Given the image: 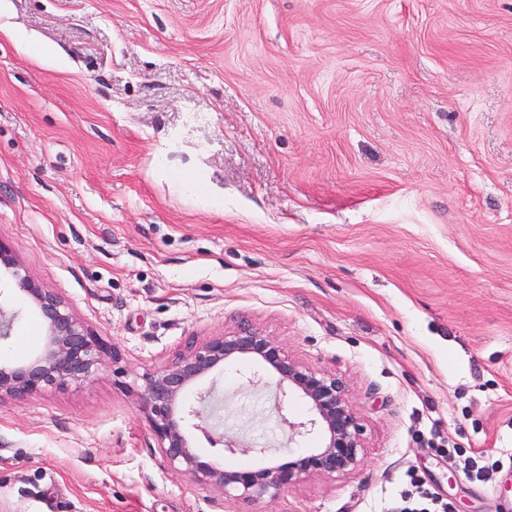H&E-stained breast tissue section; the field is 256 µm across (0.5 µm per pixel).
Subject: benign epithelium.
<instances>
[{"mask_svg": "<svg viewBox=\"0 0 512 512\" xmlns=\"http://www.w3.org/2000/svg\"><path fill=\"white\" fill-rule=\"evenodd\" d=\"M2 271L12 293L0 291V342L13 336L18 298L37 314L43 342L26 358L0 361V398L26 400L49 390L80 388L110 363L116 365L112 375L125 374L117 366L115 348L96 336L65 297L37 280L17 251L0 240ZM239 360L270 370L282 394L304 401L309 415L288 422L289 436L294 440L315 434L317 447L273 466H224L225 454L254 449L213 431L205 416L212 391L196 394L194 389L224 365ZM131 394L167 463L195 485L232 503L274 501L312 477L347 476L364 459L365 427L352 403L347 378L307 365L276 338L246 322L231 331L192 340L171 361L145 371ZM192 429L216 448L212 458L203 459L194 448Z\"/></svg>", "mask_w": 512, "mask_h": 512, "instance_id": "benign-epithelium-1", "label": "benign epithelium"}]
</instances>
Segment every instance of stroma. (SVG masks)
<instances>
[{
    "label": "stroma",
    "instance_id": "35a3bbf8",
    "mask_svg": "<svg viewBox=\"0 0 512 512\" xmlns=\"http://www.w3.org/2000/svg\"><path fill=\"white\" fill-rule=\"evenodd\" d=\"M5 2L31 50L0 36V240L125 376L0 399V512H239L127 386L243 320L366 425L355 473L259 512H382L413 475L512 512V0ZM256 370L199 388L275 465L305 406Z\"/></svg>",
    "mask_w": 512,
    "mask_h": 512
}]
</instances>
